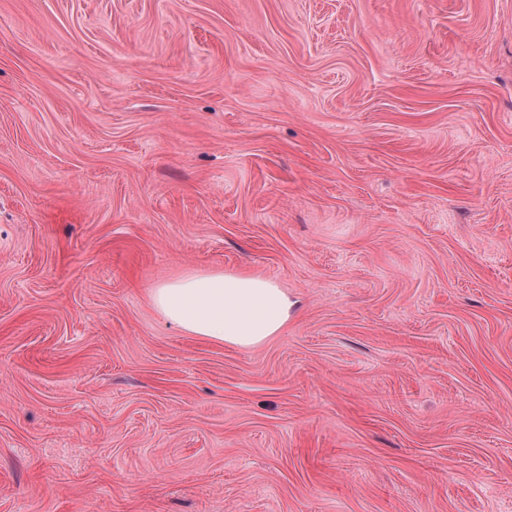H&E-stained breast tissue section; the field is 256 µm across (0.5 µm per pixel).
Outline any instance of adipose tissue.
I'll return each instance as SVG.
<instances>
[{"mask_svg":"<svg viewBox=\"0 0 512 512\" xmlns=\"http://www.w3.org/2000/svg\"><path fill=\"white\" fill-rule=\"evenodd\" d=\"M151 302L184 332L239 347H255L279 334L293 308L273 280L224 271L188 272L160 283Z\"/></svg>","mask_w":512,"mask_h":512,"instance_id":"ef3b65f1","label":"adipose tissue"}]
</instances>
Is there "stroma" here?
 Listing matches in <instances>:
<instances>
[{
	"label": "stroma",
	"instance_id": "stroma-1",
	"mask_svg": "<svg viewBox=\"0 0 512 512\" xmlns=\"http://www.w3.org/2000/svg\"><path fill=\"white\" fill-rule=\"evenodd\" d=\"M0 512H512V0H0ZM151 302L184 332L255 347L288 324L294 303L273 280L251 274L188 272L158 284Z\"/></svg>",
	"mask_w": 512,
	"mask_h": 512
}]
</instances>
